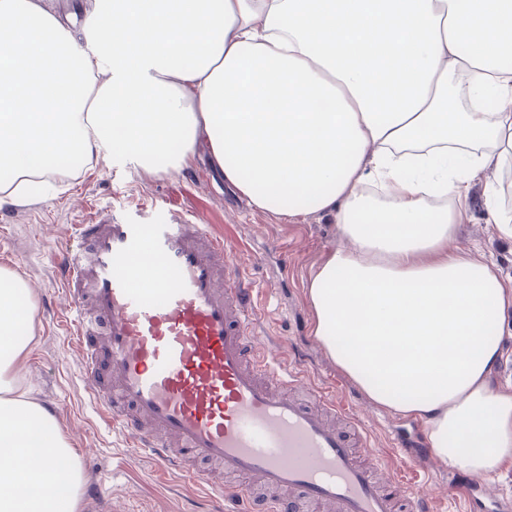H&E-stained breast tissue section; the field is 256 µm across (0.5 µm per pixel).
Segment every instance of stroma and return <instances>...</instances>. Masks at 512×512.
Here are the masks:
<instances>
[{
	"mask_svg": "<svg viewBox=\"0 0 512 512\" xmlns=\"http://www.w3.org/2000/svg\"><path fill=\"white\" fill-rule=\"evenodd\" d=\"M208 149L207 141H197L192 162L173 172L144 170L120 149L59 180L51 195L0 207V266L15 270L33 290L34 341L21 374L36 400L59 408L58 424L81 455L86 484L101 486L99 496L84 495V512L208 509L201 487L154 472L146 458L131 459L123 435L99 417L81 381L55 257L75 225L99 223L108 212L131 224L162 223L174 213L241 241L238 260L263 288L264 332L285 359L304 346L320 381L338 387L356 405L373 435L370 459L393 456L395 440L410 442L423 430L420 422L371 406L313 335L305 283L339 241L334 217L315 213L289 221L254 208L215 179L206 162ZM483 186V179L474 181L469 217L451 247L491 260L501 276L512 278V240L490 235Z\"/></svg>",
	"mask_w": 512,
	"mask_h": 512,
	"instance_id": "1",
	"label": "stroma"
}]
</instances>
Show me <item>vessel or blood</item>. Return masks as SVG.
I'll use <instances>...</instances> for the list:
<instances>
[{"label": "vessel or blood", "mask_w": 512, "mask_h": 512, "mask_svg": "<svg viewBox=\"0 0 512 512\" xmlns=\"http://www.w3.org/2000/svg\"><path fill=\"white\" fill-rule=\"evenodd\" d=\"M57 266L82 380L106 423L157 472H178L244 512H430L417 471L390 460L348 400L284 371L259 340L258 285L203 224L78 225ZM239 478L228 489L225 477ZM269 498L254 497L255 486Z\"/></svg>", "instance_id": "obj_1"}]
</instances>
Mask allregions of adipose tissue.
<instances>
[{"mask_svg":"<svg viewBox=\"0 0 512 512\" xmlns=\"http://www.w3.org/2000/svg\"><path fill=\"white\" fill-rule=\"evenodd\" d=\"M201 137L258 209L334 214L306 295L364 396L423 423L440 461L512 460L493 378L512 280L448 250L489 170L487 222L512 239V0H74L64 16L0 0V206L38 198L51 158L87 165L120 141L177 171ZM32 308L1 267L0 512H82L81 456L21 376Z\"/></svg>","mask_w":512,"mask_h":512,"instance_id":"obj_1","label":"adipose tissue"}]
</instances>
